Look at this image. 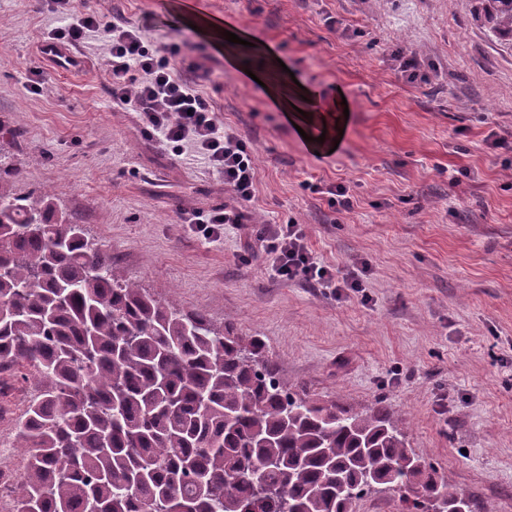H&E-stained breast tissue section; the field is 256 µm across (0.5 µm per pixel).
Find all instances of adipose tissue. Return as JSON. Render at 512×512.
I'll use <instances>...</instances> for the list:
<instances>
[{
    "label": "adipose tissue",
    "instance_id": "obj_1",
    "mask_svg": "<svg viewBox=\"0 0 512 512\" xmlns=\"http://www.w3.org/2000/svg\"><path fill=\"white\" fill-rule=\"evenodd\" d=\"M268 97L271 105L282 112L290 124L304 125L306 113H314L316 128L325 133L323 148L334 147L341 130H344L347 124L341 96L307 100L303 97L302 89H295L293 95L288 96L278 87L272 86L268 89Z\"/></svg>",
    "mask_w": 512,
    "mask_h": 512
}]
</instances>
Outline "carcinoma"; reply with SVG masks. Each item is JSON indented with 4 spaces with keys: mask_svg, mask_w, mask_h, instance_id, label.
Masks as SVG:
<instances>
[{
    "mask_svg": "<svg viewBox=\"0 0 512 512\" xmlns=\"http://www.w3.org/2000/svg\"><path fill=\"white\" fill-rule=\"evenodd\" d=\"M479 19L512 49V0ZM0 160V371L38 380L17 431L14 512H355L376 488L404 512L469 500L408 454L404 420L300 395L265 343L124 278Z\"/></svg>",
    "mask_w": 512,
    "mask_h": 512,
    "instance_id": "obj_1",
    "label": "carcinoma"
}]
</instances>
